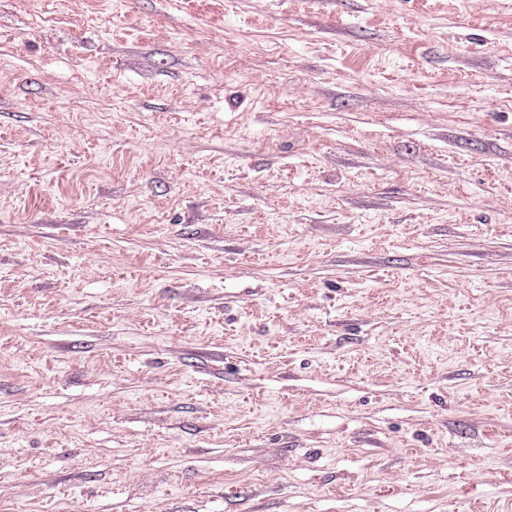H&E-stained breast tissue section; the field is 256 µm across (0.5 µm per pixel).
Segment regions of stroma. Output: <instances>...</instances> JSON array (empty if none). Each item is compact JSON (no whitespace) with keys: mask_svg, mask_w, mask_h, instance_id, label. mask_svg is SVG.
I'll use <instances>...</instances> for the list:
<instances>
[{"mask_svg":"<svg viewBox=\"0 0 512 512\" xmlns=\"http://www.w3.org/2000/svg\"><path fill=\"white\" fill-rule=\"evenodd\" d=\"M0 512H512V0H0Z\"/></svg>","mask_w":512,"mask_h":512,"instance_id":"35a3bbf8","label":"stroma"}]
</instances>
